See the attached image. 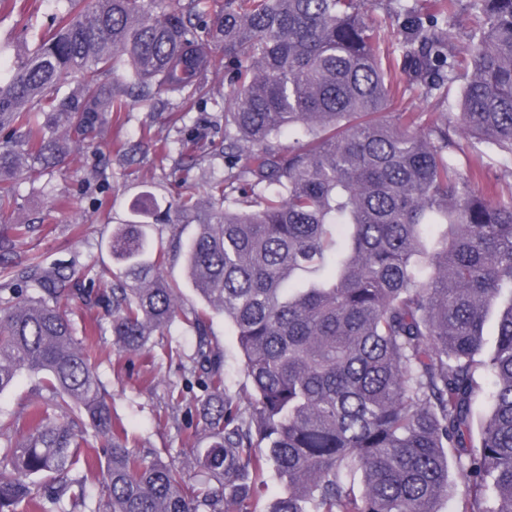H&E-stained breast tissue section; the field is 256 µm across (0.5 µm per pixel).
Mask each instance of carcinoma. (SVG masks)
Returning a JSON list of instances; mask_svg holds the SVG:
<instances>
[{"label":"carcinoma","instance_id":"obj_1","mask_svg":"<svg viewBox=\"0 0 512 512\" xmlns=\"http://www.w3.org/2000/svg\"><path fill=\"white\" fill-rule=\"evenodd\" d=\"M62 2L55 31L0 73V131L11 132L0 226L12 234L0 250L30 231L16 181L60 164L66 142L95 138L128 95L152 112L220 96L224 176L209 203L182 191L165 207L137 199L112 234L117 270L100 297L120 353L145 352L179 319L205 335L206 315L180 308L146 232L162 212L196 225L188 280L233 324L253 394L242 411L199 341L205 445L188 484L114 423L99 338L77 337L73 319L91 291L23 270L15 277L41 295L0 299V395L27 372L48 397L22 422L0 420L11 468L0 512L75 509L99 480L105 512H249L270 470L286 490L269 512H438L450 458L465 485L457 512H512V183L486 196L483 169L460 165L486 148L512 162V0H468L477 25L463 56L443 27L459 0L404 4L386 23L369 0H224L216 13L209 0ZM216 48L222 92L209 86ZM119 59L130 84L116 91ZM64 78L74 87L59 97ZM455 83L460 111L448 117L400 108ZM285 131L296 136L288 147ZM217 149L178 142L175 186ZM479 369L491 411L476 429ZM90 437L103 440L94 462L82 450Z\"/></svg>","mask_w":512,"mask_h":512}]
</instances>
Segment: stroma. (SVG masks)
<instances>
[{
  "label": "stroma",
  "instance_id": "1",
  "mask_svg": "<svg viewBox=\"0 0 512 512\" xmlns=\"http://www.w3.org/2000/svg\"><path fill=\"white\" fill-rule=\"evenodd\" d=\"M36 20L21 12H0V44L8 53L0 65H12L32 47L36 30L46 29L57 11V0H35ZM224 114L215 100H197L194 108L175 115L151 112L139 102L127 111L106 116L104 131L93 145L72 150L65 165L47 170L35 183L19 182L16 202L20 217L31 226L10 253L0 255V267L38 265L69 275L72 282L89 286L97 275L112 268L109 244L116 223L131 200L148 190L158 200L174 195L168 163L162 162L164 142L204 136L222 141ZM140 146V153L122 158L112 153L115 142ZM196 231L195 225L172 228L153 225L155 245L168 254L165 276L182 290L185 310H203L204 304L189 284L180 243ZM78 327L100 340L98 374L112 395V412L138 451L175 462L194 476V443L185 433L186 413L203 397L196 374L186 363L198 345L195 331L175 323L154 336L149 356H127L112 347L110 320L101 305L78 308ZM206 339L221 360L224 383L231 392L249 397L252 386L242 364L234 327L223 315H211Z\"/></svg>",
  "mask_w": 512,
  "mask_h": 512
}]
</instances>
